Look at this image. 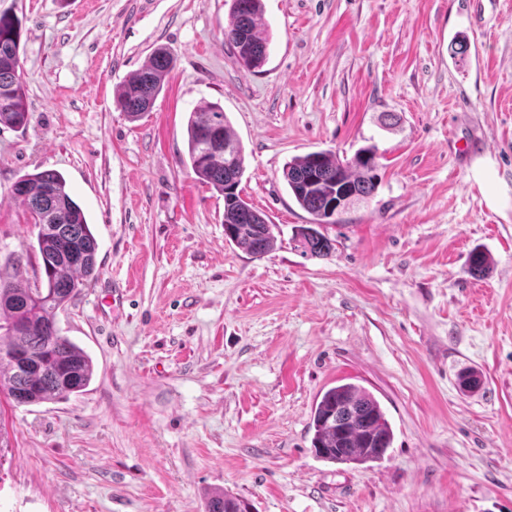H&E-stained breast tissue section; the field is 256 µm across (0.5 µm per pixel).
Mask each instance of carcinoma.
I'll list each match as a JSON object with an SVG mask.
<instances>
[{
    "instance_id": "1",
    "label": "carcinoma",
    "mask_w": 512,
    "mask_h": 512,
    "mask_svg": "<svg viewBox=\"0 0 512 512\" xmlns=\"http://www.w3.org/2000/svg\"><path fill=\"white\" fill-rule=\"evenodd\" d=\"M262 0H231L224 39L239 64L247 70L261 67L268 56L269 36L262 28ZM20 27L9 12L0 13V125L22 128L29 123L26 88L20 64ZM174 67L164 48L116 90L115 103L128 117L137 119L149 111ZM219 140L213 148L207 144ZM188 158L198 180L224 196V233L238 247L262 256L276 243L272 225L245 201L240 184L245 172L244 148L233 134L224 109L207 105L190 113L187 123ZM376 150L358 151L344 161L331 151H313L292 158L283 177L299 206L312 223L295 229L294 240L303 253L316 258L332 255L333 245L318 227L335 224V216L348 205L371 198L376 190ZM10 196L19 201L38 227L37 248L41 259V284L0 279V329L8 350L0 349V389L13 395L25 385L30 403L40 404L83 391L93 377V363L83 348L56 333L57 311L78 288L96 278L97 241L84 211L67 190L66 180L54 170L27 173L11 186ZM83 251L79 264L67 256L69 246ZM469 269L484 276L491 267L489 255L474 250ZM22 353L34 363L24 371L11 354ZM353 414L349 421L336 418L337 409ZM312 446L324 461L365 464L381 459L393 442V430L378 399L352 383L327 389L316 403L311 422ZM249 504L227 493L212 495L206 512H245Z\"/></svg>"
}]
</instances>
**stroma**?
<instances>
[{
  "label": "stroma",
  "instance_id": "stroma-1",
  "mask_svg": "<svg viewBox=\"0 0 512 512\" xmlns=\"http://www.w3.org/2000/svg\"><path fill=\"white\" fill-rule=\"evenodd\" d=\"M230 5L0 0L30 118L0 126V277L36 279L10 188L47 169L99 268L56 317L89 386L24 406L0 392V512H205L217 491L252 512H512V0H263L253 71L224 41ZM160 47L175 66L129 119L116 88ZM208 103L273 225L263 256L226 239L223 196L186 163ZM369 146L374 196L322 226L331 257L304 255L293 229L312 217L285 164ZM468 370L478 391L459 388ZM344 383L393 429L379 461L314 453L315 404Z\"/></svg>",
  "mask_w": 512,
  "mask_h": 512
}]
</instances>
